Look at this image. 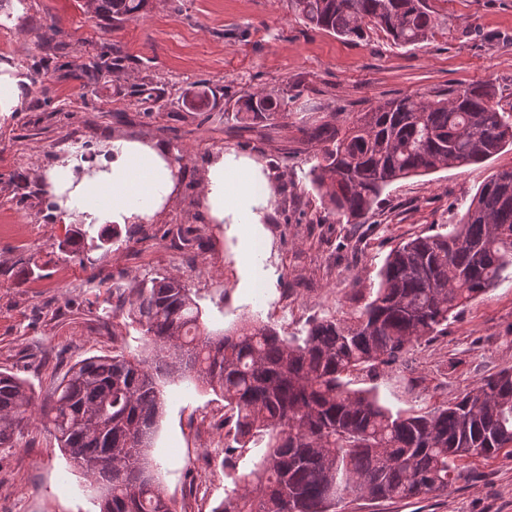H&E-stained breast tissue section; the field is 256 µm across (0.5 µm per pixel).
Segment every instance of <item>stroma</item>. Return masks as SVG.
<instances>
[{
	"instance_id": "35a3bbf8",
	"label": "stroma",
	"mask_w": 512,
	"mask_h": 512,
	"mask_svg": "<svg viewBox=\"0 0 512 512\" xmlns=\"http://www.w3.org/2000/svg\"><path fill=\"white\" fill-rule=\"evenodd\" d=\"M436 25L417 45L383 31L345 40L310 28L288 0H147L138 19L111 30L88 0H25L0 23V75L25 78V94L0 114V371L48 392L74 363L140 349L138 332L112 333V293L134 279L173 274L199 297L213 330L257 315L286 334L344 316L366 302L388 252L419 234L448 232L477 190L512 168V148L489 160L389 185L364 224L328 214L308 173L335 128L405 95L492 83L512 110V0H427ZM54 24L65 49H38ZM121 67H113L114 58ZM96 62L83 79L76 66ZM284 99L286 118L247 131L240 97ZM116 138L182 155L178 189L150 221L118 224L102 248L65 245L67 226L48 190L45 158L75 150L96 165ZM236 152L260 163L273 194L245 257L237 224H217L201 203L210 161ZM37 257L30 268L29 257ZM512 369V278L472 301L447 335L418 342L376 379L392 410H425ZM150 449L157 477L186 512H212L262 448L224 466V400L194 381L164 388ZM85 476L39 422L17 447L0 448V512H97ZM338 512H512V458L461 469L447 494L345 501Z\"/></svg>"
}]
</instances>
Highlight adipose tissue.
Returning <instances> with one entry per match:
<instances>
[{"label":"adipose tissue","mask_w":512,"mask_h":512,"mask_svg":"<svg viewBox=\"0 0 512 512\" xmlns=\"http://www.w3.org/2000/svg\"><path fill=\"white\" fill-rule=\"evenodd\" d=\"M113 158L88 171L69 162L50 173L51 191L63 214L82 215L88 224H130L152 216L175 188L177 168L166 150L152 143L119 138ZM272 195L261 167L235 152L221 153L207 166L201 199L215 223H261Z\"/></svg>","instance_id":"ef3b65f1"}]
</instances>
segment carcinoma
Segmentation results:
<instances>
[{
    "label": "carcinoma",
    "instance_id": "cac0c4a2",
    "mask_svg": "<svg viewBox=\"0 0 512 512\" xmlns=\"http://www.w3.org/2000/svg\"><path fill=\"white\" fill-rule=\"evenodd\" d=\"M146 0H100L118 29ZM307 25L348 40L374 27L415 45L435 27L425 0H289ZM488 84L433 99L407 95L360 112L336 130L309 171L338 221L360 222L391 183L439 168L480 163L512 147V111L494 108ZM283 102L252 93L244 121L281 115ZM370 300L346 319L307 323L283 336L250 318L209 330L197 296L175 276L142 278L117 295L152 354L93 356L71 366L43 399L0 372V447L14 448L39 409L60 447L90 480L99 512H180L148 458L164 377H187L224 398L229 456L265 450L212 512H336L348 497L386 501L443 495L477 459L512 457V371L502 370L450 404L392 411L345 377L396 363L413 344L447 333L473 300L512 276V169L491 176L447 233L418 235L386 256ZM112 465L100 466L102 455Z\"/></svg>",
    "mask_w": 512,
    "mask_h": 512
}]
</instances>
